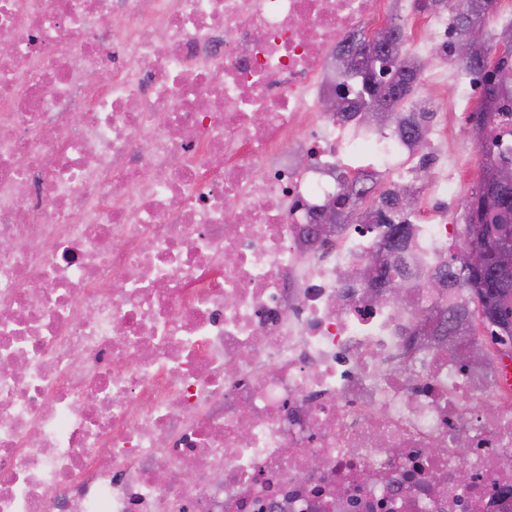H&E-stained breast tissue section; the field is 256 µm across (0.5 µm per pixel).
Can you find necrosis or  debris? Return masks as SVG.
Listing matches in <instances>:
<instances>
[{"instance_id": "1", "label": "necrosis or debris", "mask_w": 512, "mask_h": 512, "mask_svg": "<svg viewBox=\"0 0 512 512\" xmlns=\"http://www.w3.org/2000/svg\"><path fill=\"white\" fill-rule=\"evenodd\" d=\"M389 9L0 0V512H512V360L483 335L459 370L423 337L444 297L345 279L381 229L305 235L348 151L374 160L358 181L427 163L417 195H462L436 145L479 77L428 97L417 146L326 108L340 48ZM453 11L417 52L456 70ZM490 111L474 146L512 156V94ZM457 230L413 225L417 265ZM402 273L412 276L405 271H402ZM409 278L412 279L419 288V284L416 280L412 277ZM410 279L397 275L390 276L386 283V288L388 289L385 292V296L399 304L412 305L414 302L415 288L417 287Z\"/></svg>"}]
</instances>
